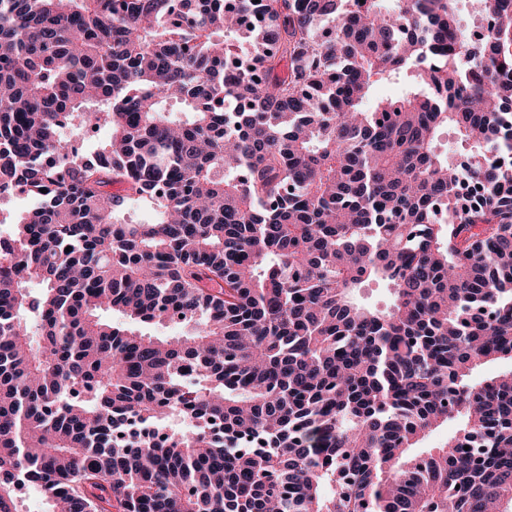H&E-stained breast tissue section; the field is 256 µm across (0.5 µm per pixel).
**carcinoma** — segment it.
<instances>
[{"label":"carcinoma","instance_id":"1","mask_svg":"<svg viewBox=\"0 0 512 512\" xmlns=\"http://www.w3.org/2000/svg\"><path fill=\"white\" fill-rule=\"evenodd\" d=\"M20 187L0 512H512V0H0Z\"/></svg>","mask_w":512,"mask_h":512}]
</instances>
